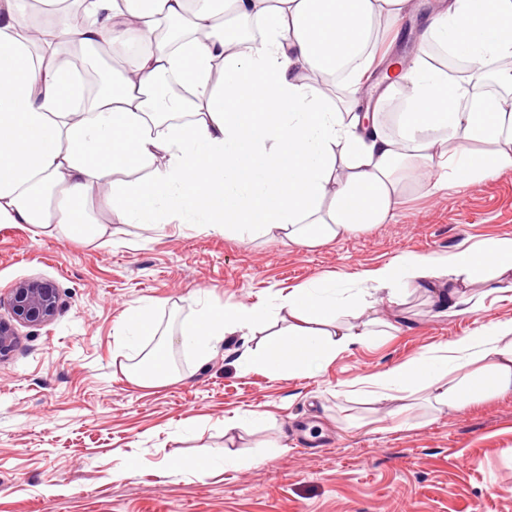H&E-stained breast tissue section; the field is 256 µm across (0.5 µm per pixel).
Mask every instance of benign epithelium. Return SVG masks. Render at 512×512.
Here are the masks:
<instances>
[{"instance_id":"benign-epithelium-1","label":"benign epithelium","mask_w":512,"mask_h":512,"mask_svg":"<svg viewBox=\"0 0 512 512\" xmlns=\"http://www.w3.org/2000/svg\"><path fill=\"white\" fill-rule=\"evenodd\" d=\"M14 318L28 326H43L50 322L62 305V297L53 283L25 280L16 283L7 297H0ZM16 333L11 324L0 321V357L10 353L15 345Z\"/></svg>"}]
</instances>
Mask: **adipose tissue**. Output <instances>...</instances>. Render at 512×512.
<instances>
[{
  "instance_id": "1",
  "label": "adipose tissue",
  "mask_w": 512,
  "mask_h": 512,
  "mask_svg": "<svg viewBox=\"0 0 512 512\" xmlns=\"http://www.w3.org/2000/svg\"><path fill=\"white\" fill-rule=\"evenodd\" d=\"M74 21L50 30L41 52L27 47V15L0 0V224H27L37 236L111 240V226L77 206L128 164L147 180L113 181L109 204L119 223H155L169 202L178 219L202 215L212 230L253 239L278 231L313 246L390 220L405 181L439 169L432 187L475 184L512 166V99L474 90L485 64L500 65L512 87V0H447L434 9L424 40L467 59L453 77L422 47L404 58L390 90L405 102L397 134L377 116L330 105L324 85L343 80L359 92L378 60L381 32L393 31L417 0H78ZM252 21L259 41L241 46L228 19ZM139 52L113 87L85 98L82 79L59 47ZM352 64L337 77L336 64ZM188 77L191 98L164 101L160 80ZM84 106L75 115L71 105ZM389 301L411 289L432 290L443 313H474L486 297L512 294V237L445 257L413 255L372 271ZM480 283L479 298L460 295L456 280ZM151 304L132 308L123 347L157 345L126 377L142 388L173 380L174 344L207 359L226 337L249 335L271 311L286 327L244 346L239 364L274 377L316 373L354 345L375 344L379 330L346 326L366 314L318 284L291 289L276 307L202 304L179 337L158 336ZM365 386L397 393L428 391L438 407L462 409L512 395V320L366 378Z\"/></svg>"
}]
</instances>
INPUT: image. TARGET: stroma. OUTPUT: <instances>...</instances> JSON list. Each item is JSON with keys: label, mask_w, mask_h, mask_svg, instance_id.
I'll return each mask as SVG.
<instances>
[{"label": "stroma", "mask_w": 512, "mask_h": 512, "mask_svg": "<svg viewBox=\"0 0 512 512\" xmlns=\"http://www.w3.org/2000/svg\"><path fill=\"white\" fill-rule=\"evenodd\" d=\"M329 91L340 111L366 108L394 131L398 96ZM120 243L34 237L0 224V294L23 280L54 283L62 306L47 325L15 324L0 358V512H512V395L438 410L360 389L364 377L420 357L490 321L512 299L454 317L412 290L384 301L364 274L413 254L512 236V166L441 192L407 184L390 221L313 247L272 233L254 240L180 223L123 224ZM335 280L336 295L373 302L396 326L313 376L243 373L239 336L207 361L174 348L178 378L131 383L116 333L149 302L160 333H179L198 303L268 304L275 292ZM239 418L238 428L224 422ZM280 446L270 454L267 445ZM209 460L201 473L188 460ZM132 471L114 472L123 463Z\"/></svg>", "instance_id": "1"}]
</instances>
